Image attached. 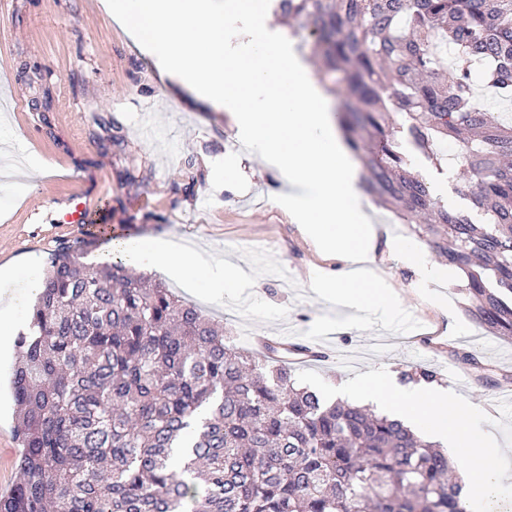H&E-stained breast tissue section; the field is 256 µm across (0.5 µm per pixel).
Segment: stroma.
<instances>
[{
  "label": "stroma",
  "instance_id": "1",
  "mask_svg": "<svg viewBox=\"0 0 512 512\" xmlns=\"http://www.w3.org/2000/svg\"><path fill=\"white\" fill-rule=\"evenodd\" d=\"M2 140L14 141V155L44 170L24 184L22 196L0 185V266L32 257L44 274L57 244L86 229L65 220L66 201L82 196L92 204L89 219L112 229L88 255L95 265L111 263L113 240L176 237L254 276L257 287L226 292L219 302L205 298L203 282L171 285L243 347L276 336L302 345L319 315L346 316L310 288L313 272L338 275L345 263L323 260L274 202L279 174L248 156L226 113L170 85L100 0H0ZM400 146L445 207L464 200L472 176L457 154L436 164L408 140ZM389 216L379 206L371 211L377 270L419 329L402 336L379 326L337 330L326 336L334 356L296 364V371H315L335 385L382 367L405 386L408 373L422 369L483 406L490 396L512 393V340L466 316L456 269L426 278L394 254L410 234ZM13 365L0 359V494L18 480Z\"/></svg>",
  "mask_w": 512,
  "mask_h": 512
}]
</instances>
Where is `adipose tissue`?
I'll list each match as a JSON object with an SVG mask.
<instances>
[{"label": "adipose tissue", "mask_w": 512, "mask_h": 512, "mask_svg": "<svg viewBox=\"0 0 512 512\" xmlns=\"http://www.w3.org/2000/svg\"><path fill=\"white\" fill-rule=\"evenodd\" d=\"M123 251L130 266L138 271L164 266L174 276L186 280L204 274L211 296L217 299L222 298L226 291L252 284L251 279L245 278L234 265L189 249L175 238L127 242Z\"/></svg>", "instance_id": "1"}]
</instances>
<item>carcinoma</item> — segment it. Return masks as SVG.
Returning a JSON list of instances; mask_svg holds the SVG:
<instances>
[{"instance_id":"1","label":"carcinoma","mask_w":512,"mask_h":512,"mask_svg":"<svg viewBox=\"0 0 512 512\" xmlns=\"http://www.w3.org/2000/svg\"><path fill=\"white\" fill-rule=\"evenodd\" d=\"M312 42L367 191L466 278V315L512 337V0H280ZM460 142L488 217L445 208L399 151ZM58 244L11 378L20 481L0 512H465L448 456L401 421L325 404L290 369L121 261Z\"/></svg>"}]
</instances>
